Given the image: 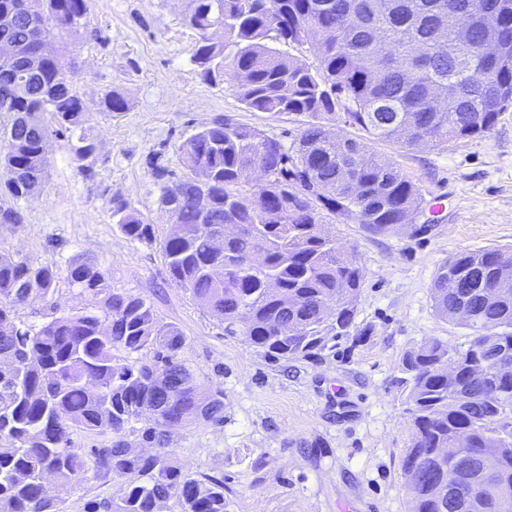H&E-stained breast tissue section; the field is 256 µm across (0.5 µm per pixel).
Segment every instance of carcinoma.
<instances>
[{"mask_svg":"<svg viewBox=\"0 0 512 512\" xmlns=\"http://www.w3.org/2000/svg\"><path fill=\"white\" fill-rule=\"evenodd\" d=\"M26 0H0V47L24 50L39 30L23 16ZM498 14L504 52H480L483 14ZM89 13V0H41L42 29L52 49L39 58L38 81L13 90L18 62L0 56V125L9 149L0 158L15 178L0 182V198L23 200L42 187L50 165L45 141L67 140L83 175L97 146L91 113L78 89L66 40ZM184 20L196 32L191 62L208 83L230 81L251 112L303 118L298 141L285 147L255 127L219 116L178 146L187 173L181 177L151 163L161 207L172 230L162 244L170 279L273 360L313 358L340 338L360 341L354 301L361 286L355 256L322 234L333 220L352 221L372 235L393 232L420 209L417 186L389 160L369 151L361 137L330 139L325 129L344 123L374 140L410 135L408 147L484 137L512 105V0H186ZM469 25V41L456 29ZM309 46V66L274 45ZM102 110L129 109L116 90ZM265 163L257 190L243 173ZM208 177L206 204L180 199L185 185ZM121 233L149 240L152 225L126 202L112 206ZM238 235L224 237V225ZM512 252L462 253L437 271L432 298L443 317L460 306L472 314L466 347L425 341L403 359L408 374L411 444L403 461L404 488L413 512H468L469 489L458 503L433 492L442 476L439 448L468 457L482 448L500 453L485 495L499 512L494 486L512 488V375L497 376L498 393L481 399L472 368L494 369L504 348L512 351V284L487 305L485 289ZM453 275L459 292L441 291ZM61 278L93 299L92 310L63 314L38 328L17 319V308L46 299ZM339 298L337 315L322 314L324 299ZM185 338L162 323L145 299L112 290L108 273L91 263L66 269L0 252V512H60L45 491L46 479L67 485L89 469L129 476L116 496L93 502L87 512H227L224 480L191 478L167 458L166 419L141 430V441L162 448L145 455L126 430L150 409L176 401L200 409L199 422L224 421V390L203 387L180 359ZM136 354L138 358L130 359ZM454 379H448V371ZM471 397L459 398L460 392ZM112 432L110 444L87 452L74 447L76 431ZM418 463L421 476L409 470Z\"/></svg>","mask_w":512,"mask_h":512,"instance_id":"carcinoma-1","label":"carcinoma"}]
</instances>
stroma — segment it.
Wrapping results in <instances>:
<instances>
[{"label": "stroma", "instance_id": "obj_1", "mask_svg": "<svg viewBox=\"0 0 512 512\" xmlns=\"http://www.w3.org/2000/svg\"><path fill=\"white\" fill-rule=\"evenodd\" d=\"M184 7L185 0H93L69 49L92 114L95 175L84 177L67 142L51 139L46 182L20 202L23 223L0 224V250L61 268L96 264L115 291L141 296L160 321L180 328L181 360L202 385L224 390V421L173 430L170 458L183 473L223 479L228 512H411L402 479L411 437L402 360L430 338L467 342L468 329L434 308L438 267L467 251L512 250V107L482 138L419 148L368 140L418 187L422 229L372 236L333 221L332 235L361 270L355 323L362 340L337 341L315 360L273 362L225 335L220 320L170 281L161 242L171 224L147 160L160 153L161 164L183 173L179 143L218 115L288 147L302 119L247 111L230 82L203 81L190 61L195 33ZM93 30L101 41L90 39ZM112 90L128 98L127 112L102 110ZM116 199L151 222L152 240L122 235L112 216ZM89 306L62 279L51 298L19 307L17 316L39 326ZM125 483L91 471L50 491L64 512H82Z\"/></svg>", "mask_w": 512, "mask_h": 512}]
</instances>
